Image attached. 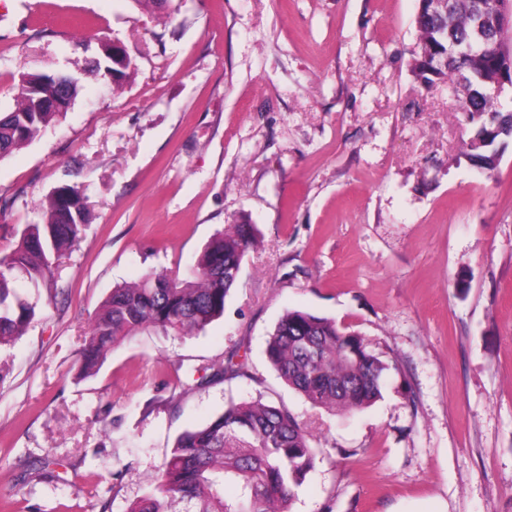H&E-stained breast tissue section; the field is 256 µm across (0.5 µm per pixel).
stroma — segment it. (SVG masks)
Instances as JSON below:
<instances>
[{
    "mask_svg": "<svg viewBox=\"0 0 512 512\" xmlns=\"http://www.w3.org/2000/svg\"><path fill=\"white\" fill-rule=\"evenodd\" d=\"M418 0H0V112L21 74L71 77L67 114L0 160V255L61 186L87 222L25 334L0 346V503L127 512L176 437L263 398L311 432L292 512H512V145L465 156L447 88L412 72ZM120 41L121 88L89 68ZM256 227L223 316L196 336L80 357L105 298ZM390 363L350 417L289 389L264 350L285 311ZM247 376L199 384L226 359ZM181 372H174V365Z\"/></svg>",
    "mask_w": 512,
    "mask_h": 512,
    "instance_id": "obj_1",
    "label": "stroma"
}]
</instances>
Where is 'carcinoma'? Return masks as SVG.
I'll return each instance as SVG.
<instances>
[{"label":"carcinoma","instance_id":"cac0c4a2","mask_svg":"<svg viewBox=\"0 0 512 512\" xmlns=\"http://www.w3.org/2000/svg\"><path fill=\"white\" fill-rule=\"evenodd\" d=\"M500 17L501 0H448V9L440 11L419 0L415 17L419 37L412 72L427 87L453 89L457 110L470 126L466 157L488 175L512 140V109L501 100L512 89V46L501 40ZM62 116L38 111L34 96L18 92L15 109L0 113V159ZM85 223L82 192L60 187L48 200L44 222L28 225L18 246L0 257L1 346L19 339L35 316L36 305L14 283L50 280ZM254 240V225L233 224L208 242L190 271L147 272L112 289L85 341V371L99 366L126 336L145 330L190 336L220 318ZM265 355L288 387L335 415L352 414L380 398L390 369L360 334L299 310L281 316ZM243 375V366L229 359L200 384ZM315 460L310 437L291 411L260 398L231 401L221 415L177 437L149 491L128 512H291L296 489ZM230 486L233 497L226 494Z\"/></svg>","mask_w":512,"mask_h":512}]
</instances>
